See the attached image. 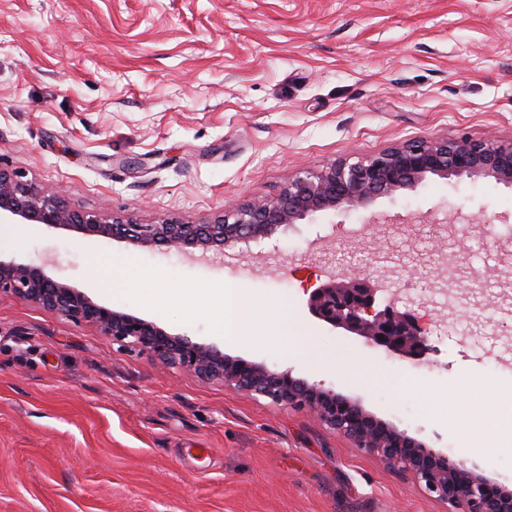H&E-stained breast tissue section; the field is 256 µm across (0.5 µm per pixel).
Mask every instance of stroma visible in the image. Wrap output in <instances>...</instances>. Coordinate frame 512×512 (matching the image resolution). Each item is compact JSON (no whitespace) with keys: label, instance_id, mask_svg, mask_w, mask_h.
<instances>
[{"label":"stroma","instance_id":"obj_1","mask_svg":"<svg viewBox=\"0 0 512 512\" xmlns=\"http://www.w3.org/2000/svg\"><path fill=\"white\" fill-rule=\"evenodd\" d=\"M512 138V0H0V165L93 213L197 224L290 174L416 137ZM374 210L461 213L376 227L349 267L399 268L404 311L453 304L419 364L318 321L305 290L364 213L276 235L252 270L231 251L190 262L34 224L0 252L96 302L290 369L358 400L426 447L512 490V303L478 281L512 236V186L434 178ZM494 224H480L482 215ZM327 253L313 255L312 241ZM456 250L463 264L434 261ZM447 281L449 293L436 291ZM242 288L239 338L184 316L192 288ZM172 288L155 304L150 290ZM490 447H483V440ZM0 512H448L412 478L308 410L224 389L0 297Z\"/></svg>","mask_w":512,"mask_h":512}]
</instances>
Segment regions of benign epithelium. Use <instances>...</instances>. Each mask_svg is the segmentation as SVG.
<instances>
[{
  "label": "benign epithelium",
  "mask_w": 512,
  "mask_h": 512,
  "mask_svg": "<svg viewBox=\"0 0 512 512\" xmlns=\"http://www.w3.org/2000/svg\"><path fill=\"white\" fill-rule=\"evenodd\" d=\"M481 178L512 186V139L418 138L355 162L338 159L320 170L302 169L274 195L256 197L210 221L187 224L176 218L138 224L87 212L62 193H47L0 167V224H43L85 238L118 240L135 250L164 246L190 260L271 239L282 228L328 212L367 210L376 199L417 190L425 181ZM388 285L336 270L306 289V306L317 320L360 337L365 343L413 360L433 350L425 316L399 312L386 298ZM30 302L73 323L97 329L112 342L147 355L228 390L263 397L283 408L313 411L355 447L380 456L398 472L412 475L448 512H512V492L492 487L463 458L450 459L325 386L296 378L288 369L248 362L213 344L193 342L153 321L107 307L82 289L59 280L45 264L0 257V295Z\"/></svg>",
  "instance_id": "obj_1"
}]
</instances>
